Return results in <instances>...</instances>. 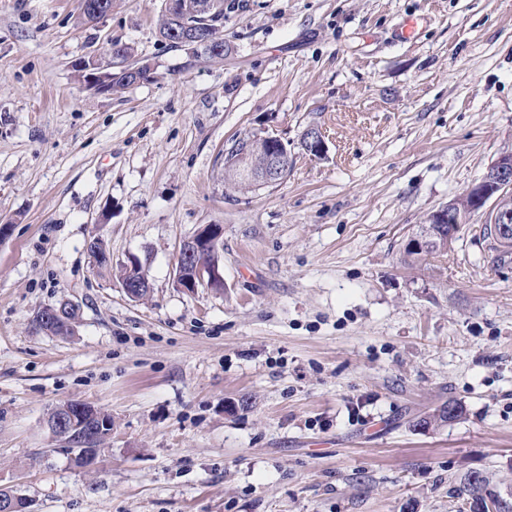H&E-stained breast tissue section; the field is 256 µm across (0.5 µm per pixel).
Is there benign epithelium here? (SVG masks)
<instances>
[{
  "label": "benign epithelium",
  "instance_id": "1",
  "mask_svg": "<svg viewBox=\"0 0 512 512\" xmlns=\"http://www.w3.org/2000/svg\"><path fill=\"white\" fill-rule=\"evenodd\" d=\"M107 59L89 65V68L113 67L132 73L136 81L147 76L146 63L134 59H123L110 47L106 50ZM265 140L270 146L269 153L259 167L258 176L252 180L255 186H269L279 183L288 172L289 157L285 144L277 137L267 136ZM304 150L321 158L327 154L328 146L323 132L316 128L306 129ZM487 213L490 223L497 227L498 240L505 246L512 247V151L500 154L486 169L481 178L468 186L461 195L451 199L447 204L431 212L426 218L424 232L410 236L407 247L414 250L427 248L433 239L432 224L448 225V240L455 239L457 233L467 218L475 214ZM223 234V227L217 224L201 226L196 234L183 241L177 251L174 280L178 287L193 291L197 288L221 290L224 288V278L220 273L219 264L210 266L195 264L192 257L197 253L213 248ZM124 274L120 278L121 288L127 296L135 301L145 298L151 291L148 280L140 275V265L135 259L123 264ZM73 303L64 300L56 306L43 309L38 314V320L49 326L69 325L68 316ZM88 411L87 404L76 403L57 423L78 430L79 446L85 447L94 441L96 429L86 430L87 421L84 412Z\"/></svg>",
  "mask_w": 512,
  "mask_h": 512
}]
</instances>
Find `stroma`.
<instances>
[{
	"label": "stroma",
	"instance_id": "stroma-1",
	"mask_svg": "<svg viewBox=\"0 0 512 512\" xmlns=\"http://www.w3.org/2000/svg\"><path fill=\"white\" fill-rule=\"evenodd\" d=\"M78 5L0 0V489L34 512H464L479 472L512 503V258L475 215L402 260L512 150V0H224L220 60L159 41L163 0ZM111 39L154 70L109 95L75 65ZM252 134L288 175L231 187ZM204 224L220 292L173 279ZM132 257L143 301L114 275ZM65 299L73 333L41 330ZM68 401L112 417L91 465L47 427ZM458 412L459 408L455 404L444 403L435 409L432 414L417 420L415 426L421 428L439 427L448 423L449 420L456 418Z\"/></svg>",
	"mask_w": 512,
	"mask_h": 512
}]
</instances>
